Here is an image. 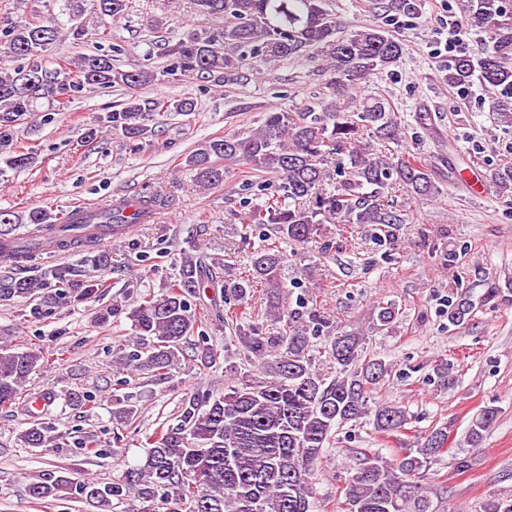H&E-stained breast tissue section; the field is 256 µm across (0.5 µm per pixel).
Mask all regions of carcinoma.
<instances>
[{"label": "carcinoma", "mask_w": 512, "mask_h": 512, "mask_svg": "<svg viewBox=\"0 0 512 512\" xmlns=\"http://www.w3.org/2000/svg\"><path fill=\"white\" fill-rule=\"evenodd\" d=\"M98 26L107 28L122 18L127 0H88ZM198 13L210 25L193 29L166 47L170 68L158 70L146 61L124 70L113 54H80L50 68L42 64L58 39V19L51 9L35 13L30 21L10 22L0 29V174L33 166L35 151L18 145L16 127L35 115L40 100L65 105L86 89L123 87L126 98L89 127L83 139L96 140L102 129L132 141L152 135L153 127L172 114L195 111L190 97H141L140 90L165 76L220 78L239 81L243 70L258 69L269 59H291L314 49L325 62L329 79L325 91L293 109L275 107L263 123L249 131H228L199 145L186 159L205 190L224 186L234 167L248 165L259 180L247 179L239 190L260 191L278 183V196L261 206H250L242 221L268 240L304 244L318 235L322 224H380L387 237L404 217L384 204L390 181L402 182L420 196L436 191L429 174L431 162L417 156L375 151L365 139L369 133L397 141L400 126L395 110L382 95L357 96L370 79L396 64L404 43L384 27L365 24L340 30L336 15L325 0H195ZM381 8L413 18L420 0H385ZM467 28L488 39L478 58L460 55L448 65L445 80L452 87L477 82L498 92L493 105L497 118L512 125V0H462ZM345 175L332 190L324 185ZM157 192L134 196L135 215L150 218L168 206ZM126 203L74 216L60 225L57 245L82 252L92 231L107 229L123 234L130 217ZM35 260L30 251H4L0 263L10 268L0 274V302L31 301L34 313L51 315L68 303H83L97 296L100 283L91 276L76 278V270L60 266L50 277L17 276ZM287 255L263 247L253 260L252 278L230 282L223 264L201 253L193 244L180 251L178 275L165 291L152 298H134L114 304L110 314L125 315L137 341L118 357V363L136 372L164 376L184 356V343L199 333L206 343L199 360L203 367L217 363L221 351L207 345L201 330L209 323L224 327L220 308L198 311L193 298L206 288H220L235 297L244 310L229 315L244 357L259 362L261 375L242 379L212 396L191 395L181 404L178 423L160 424L144 434V463L125 471L119 483L102 485L76 479L70 472L54 471L34 477L28 495L42 500L58 492L73 499L96 501L112 507V499L131 497L138 512H314V476L325 449L336 439V427L364 419L388 436L408 424V413L396 404L370 405L372 389L389 375L390 366L365 351L366 337L359 330L338 331L330 342L327 363L316 364L310 325L324 323L315 310L284 311L281 271ZM67 285L50 287V280ZM259 282L266 288V315L282 323L277 336H268L251 320L245 306ZM474 307L465 300L448 305V323L469 321ZM395 304L377 305L372 323L384 330L397 318ZM49 366V357L37 347L21 349L0 345V407L21 399L29 376ZM498 409L487 406L472 418L468 442L478 448ZM135 411L125 400L113 402L112 418L127 426ZM64 440L61 433L35 420L19 436L21 447L51 453ZM448 426L419 436L416 447L406 448L391 462L370 451H358L343 487V512H429L424 480L447 451Z\"/></svg>", "instance_id": "obj_1"}]
</instances>
